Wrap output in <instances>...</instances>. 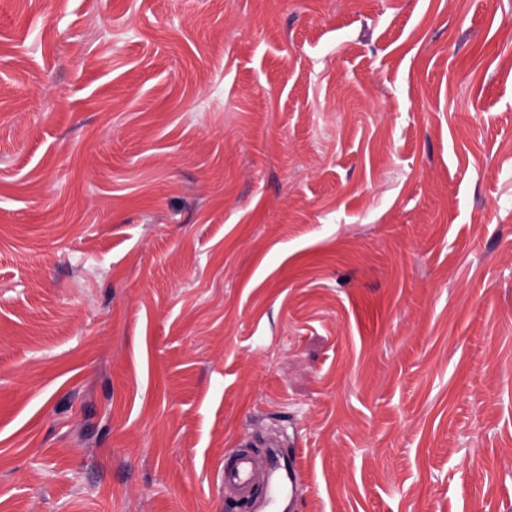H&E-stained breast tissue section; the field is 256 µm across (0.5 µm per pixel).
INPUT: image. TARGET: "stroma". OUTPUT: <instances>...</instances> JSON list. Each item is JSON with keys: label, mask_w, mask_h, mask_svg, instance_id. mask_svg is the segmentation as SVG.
<instances>
[{"label": "stroma", "mask_w": 512, "mask_h": 512, "mask_svg": "<svg viewBox=\"0 0 512 512\" xmlns=\"http://www.w3.org/2000/svg\"><path fill=\"white\" fill-rule=\"evenodd\" d=\"M512 512V0H0V512ZM253 478V461L249 455L234 451L224 456V488L233 487L240 493L229 501L240 503L248 510Z\"/></svg>", "instance_id": "1"}]
</instances>
